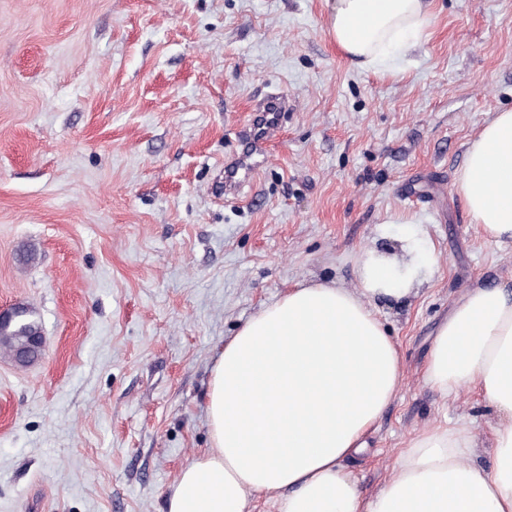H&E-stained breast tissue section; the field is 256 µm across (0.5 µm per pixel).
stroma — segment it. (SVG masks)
I'll use <instances>...</instances> for the list:
<instances>
[{
    "label": "stroma",
    "mask_w": 512,
    "mask_h": 512,
    "mask_svg": "<svg viewBox=\"0 0 512 512\" xmlns=\"http://www.w3.org/2000/svg\"><path fill=\"white\" fill-rule=\"evenodd\" d=\"M432 12L383 72L339 51L326 0H0V306H31L46 339L30 367L0 356V512H163L211 446L225 342L298 284L358 287L373 249L434 264L378 305L404 382L346 463L361 492L425 425L483 416L424 369L467 288L512 286V242L457 185L512 108V0ZM272 92L281 134L225 197L234 132Z\"/></svg>",
    "instance_id": "1"
}]
</instances>
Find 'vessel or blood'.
Here are the masks:
<instances>
[{"label":"vessel or blood","instance_id":"b4317fda","mask_svg":"<svg viewBox=\"0 0 512 512\" xmlns=\"http://www.w3.org/2000/svg\"><path fill=\"white\" fill-rule=\"evenodd\" d=\"M287 109V98L273 94L253 104L248 120L237 130L238 148L224 164L226 190L238 191L265 165L280 131V116Z\"/></svg>","mask_w":512,"mask_h":512}]
</instances>
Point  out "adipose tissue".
Segmentation results:
<instances>
[{
    "instance_id": "adipose-tissue-1",
    "label": "adipose tissue",
    "mask_w": 512,
    "mask_h": 512,
    "mask_svg": "<svg viewBox=\"0 0 512 512\" xmlns=\"http://www.w3.org/2000/svg\"><path fill=\"white\" fill-rule=\"evenodd\" d=\"M329 33L361 67L387 63L421 38L432 0H328ZM458 189L489 239L512 241V109L470 144ZM392 259L366 254L361 286L289 289L247 321L216 358L208 393L211 446L185 465L167 512H512V291L479 285L434 336L426 380L454 398L476 393L494 418L489 441L472 422L430 425L393 476L364 496L343 467L396 398L402 355L377 310L409 292ZM492 448L491 462L480 460Z\"/></svg>"
}]
</instances>
